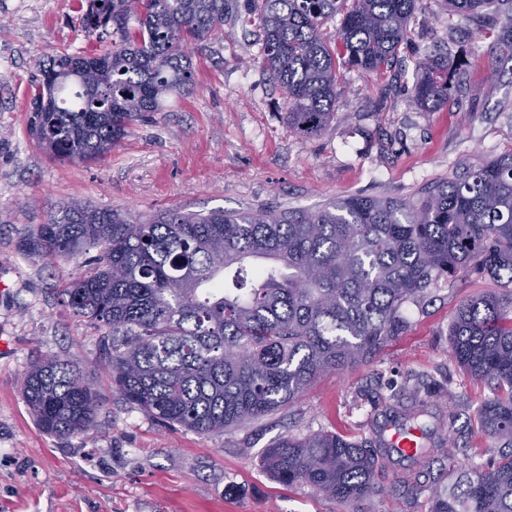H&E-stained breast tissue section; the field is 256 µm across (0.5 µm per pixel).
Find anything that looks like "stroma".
Returning <instances> with one entry per match:
<instances>
[{"label": "stroma", "instance_id": "obj_1", "mask_svg": "<svg viewBox=\"0 0 512 512\" xmlns=\"http://www.w3.org/2000/svg\"><path fill=\"white\" fill-rule=\"evenodd\" d=\"M425 3L390 73L345 72L335 115L317 135L289 129L281 89L246 52L244 29L230 23L192 51L193 88L134 125L105 159L72 163L50 158L28 135L31 88L38 61L99 43L78 24V0H0V512H431L427 489L450 465L499 456L477 418L495 392L468 376L448 345L464 300L512 288L484 272L439 280L407 305V328L371 362L321 375L291 407L249 427L204 435L163 423L113 390L102 330L62 301L75 262L46 267L17 250L51 206L72 199L144 216L171 207L313 211L352 196L414 198L462 163L512 152V49L481 18ZM450 38L466 66L447 105L421 111L412 98L414 48ZM49 357L96 385L103 407L91 429L58 437L31 413L21 379ZM411 376L466 450L456 463L437 458L422 470L424 493L400 487L392 467L376 471V495L344 504L307 485H283L263 467L264 451L291 435L375 440L389 396Z\"/></svg>", "mask_w": 512, "mask_h": 512}]
</instances>
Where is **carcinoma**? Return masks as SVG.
<instances>
[{"mask_svg":"<svg viewBox=\"0 0 512 512\" xmlns=\"http://www.w3.org/2000/svg\"><path fill=\"white\" fill-rule=\"evenodd\" d=\"M463 18L492 0H441ZM85 0L101 52L59 54L40 66L28 134L51 158L97 160L135 124L190 89L187 48L221 31L228 15L258 32L257 56L288 98V127L312 136L339 102V65L382 74L392 67L422 0ZM512 45V0H498ZM340 19L335 33L323 31ZM450 46L419 54L416 105L448 102ZM90 248L98 254L63 295L74 314L112 335V387L168 424L219 434L279 411L326 372L374 358L406 326L408 303L442 277L481 269L512 283V152L468 163L415 200L354 196L313 211L257 209L207 214L177 208L150 217L71 200L47 212L19 243L52 265ZM450 356L496 395L478 410L482 428L512 449V291L459 306L448 328ZM421 383L391 396V424H435L402 454L321 432L288 437L264 463L293 486L305 483L343 503L377 492L378 469L408 461L398 483L418 494L416 476L433 454L463 449L444 437L448 422L419 397ZM22 393L48 433L94 426L102 403L70 363L46 358L25 373ZM431 512H512V452L475 463L430 490Z\"/></svg>","mask_w":512,"mask_h":512,"instance_id":"carcinoma-1","label":"carcinoma"}]
</instances>
